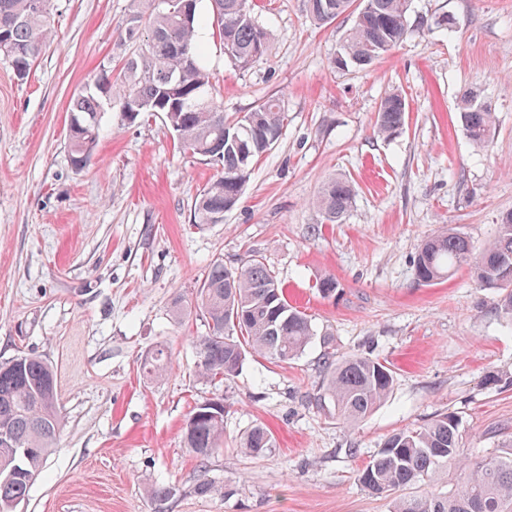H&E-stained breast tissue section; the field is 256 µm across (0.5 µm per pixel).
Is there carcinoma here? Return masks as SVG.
Instances as JSON below:
<instances>
[{"label": "carcinoma", "mask_w": 512, "mask_h": 512, "mask_svg": "<svg viewBox=\"0 0 512 512\" xmlns=\"http://www.w3.org/2000/svg\"><path fill=\"white\" fill-rule=\"evenodd\" d=\"M52 0H0V61L25 79L44 53L54 30L44 5ZM198 0H186L185 14L177 0H157L138 55L127 59L123 78L112 80L102 69L89 91L72 96L68 116L76 126L68 133L71 162L81 168L99 138L104 102L118 106L138 100L144 108L125 113L129 122L149 112H162L179 147L220 171L196 196L194 216L211 224L236 205L252 163L278 142L288 114L277 98L267 99L236 121L224 120V105L204 67L205 48L197 39ZM306 12L318 24L347 13L352 0H305ZM224 54L241 68L267 56L271 33L254 16L253 0H212ZM410 0H362V17L347 30L335 64L364 68L389 54L408 34ZM459 109L465 137L476 145L488 142L494 115L467 90ZM406 102L389 92L380 103L374 133L389 137L405 123ZM355 188L344 177L326 180L314 201L324 222L342 221L353 206ZM466 265L482 287L502 291L497 310L512 320V212L502 215L495 237L477 251L453 228L426 237L414 258L415 278L431 284ZM196 305L209 333L200 338L195 371L201 378L229 379L247 356L288 361L310 343L313 330L307 315L288 301L286 288L263 258L252 256L237 268L215 261L196 290ZM164 349L145 358L143 371L164 370ZM327 377L317 404L333 406L350 424L365 420L387 397L393 371L386 363L362 355L341 359L328 352ZM57 392L51 368L40 358L20 355L0 364V507L23 500L59 435ZM183 442L198 462L205 463L224 440V402L196 405L183 427ZM458 419L440 414L416 428L395 432L384 440L357 474L364 489L391 501L390 512H512V440L499 443L481 459L461 447ZM271 432L260 424L248 428L240 447L260 455L273 447ZM456 473L448 492L408 495L411 486L429 487L441 474Z\"/></svg>", "instance_id": "obj_1"}]
</instances>
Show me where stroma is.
I'll return each instance as SVG.
<instances>
[{
  "instance_id": "1",
  "label": "stroma",
  "mask_w": 512,
  "mask_h": 512,
  "mask_svg": "<svg viewBox=\"0 0 512 512\" xmlns=\"http://www.w3.org/2000/svg\"><path fill=\"white\" fill-rule=\"evenodd\" d=\"M55 32L29 78L0 62V362L32 354L53 369L61 431L15 512H389L356 474L384 439L437 415L459 422L471 458L512 436V320L501 292L468 268L415 280L420 241L445 227L481 247L512 211V0H412L409 32L370 68L334 65L354 16L321 26L304 0H263L274 49L248 68L207 41L226 117L280 97L288 123L254 163L219 224L194 219L215 165L179 149L162 113L99 116L84 168L70 160L67 106L102 67L120 64L136 0H53ZM478 88L495 114L486 145L462 133L459 98ZM406 99L403 130L373 125L386 93ZM352 180L339 224L314 206L324 181ZM261 256L310 318L298 358H247L229 380L199 378L207 335L193 301L214 261ZM335 278L325 297L316 284ZM187 307L174 317L171 304ZM166 346L170 365L140 363ZM386 360L388 399L360 425L317 407L325 352ZM224 401V445L199 466L182 442L193 407ZM275 440L244 454L242 433ZM231 493L197 495L200 476ZM175 486L157 506L152 485ZM273 445L274 439L271 432L260 424H254L248 428L240 441V447L249 455H260Z\"/></svg>"
}]
</instances>
